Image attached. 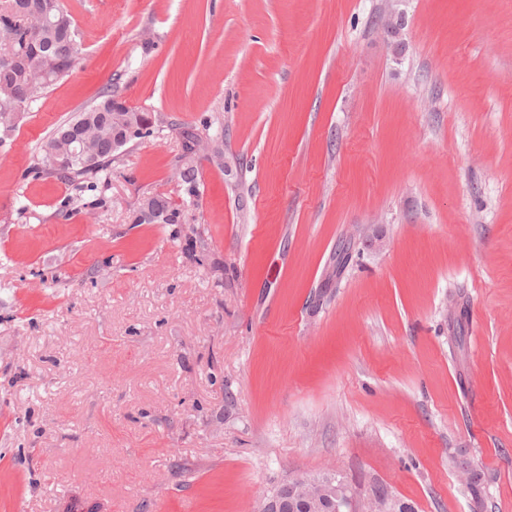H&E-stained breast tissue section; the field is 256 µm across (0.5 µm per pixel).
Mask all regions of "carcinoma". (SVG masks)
Here are the masks:
<instances>
[{"label": "carcinoma", "instance_id": "carcinoma-1", "mask_svg": "<svg viewBox=\"0 0 512 512\" xmlns=\"http://www.w3.org/2000/svg\"><path fill=\"white\" fill-rule=\"evenodd\" d=\"M24 55L21 68L0 71V144L15 130L26 109L43 90L67 76L80 60V43L71 16L55 0H10L0 11V57ZM156 119L118 101L112 91L99 103L60 123L43 143L36 176L54 177L77 189L95 181L107 190L109 169L116 153L137 141L127 139L128 126L152 133ZM183 155L176 176L187 196H200L201 176L192 145L198 134L182 132Z\"/></svg>", "mask_w": 512, "mask_h": 512}]
</instances>
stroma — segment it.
<instances>
[{
    "label": "stroma",
    "mask_w": 512,
    "mask_h": 512,
    "mask_svg": "<svg viewBox=\"0 0 512 512\" xmlns=\"http://www.w3.org/2000/svg\"><path fill=\"white\" fill-rule=\"evenodd\" d=\"M60 2L83 58L0 144V512H512V0ZM107 90L158 132L34 177ZM183 155L176 168V176L185 187L189 198L197 199L200 194L201 176L196 160L199 154L193 151L192 145L200 137L191 131H183ZM296 480L300 483L301 487L305 490L307 495H309L312 498H317L319 492L307 483V479L300 478V479H296ZM296 483L297 482L295 480H290V479L288 481H286L285 483H283L281 485V488L278 491V493H276L267 502H265L263 504L261 503L259 505L258 511L259 512H264V511L270 512V511H273V509H276V503L279 500V498L281 497L283 489H286V488H288V492L292 497L299 499L301 502L306 501V502L310 503V498L304 492H302L300 489H298ZM332 481L331 479H321V480H310L309 483L314 486L320 487V494L323 496H327L328 500L319 499V507H329L334 508L336 512H350L352 511V503L349 498L340 499L338 501H334L331 499V496H328V494H333V488H332Z\"/></svg>",
    "instance_id": "obj_1"
}]
</instances>
